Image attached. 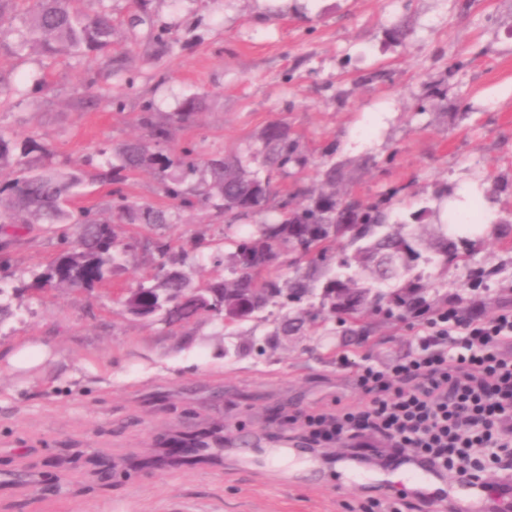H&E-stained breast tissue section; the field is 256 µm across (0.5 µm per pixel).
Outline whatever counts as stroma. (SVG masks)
Listing matches in <instances>:
<instances>
[{
  "mask_svg": "<svg viewBox=\"0 0 512 512\" xmlns=\"http://www.w3.org/2000/svg\"><path fill=\"white\" fill-rule=\"evenodd\" d=\"M147 2L173 47L132 33L133 0H112L108 72L89 58L20 59L1 47L0 78L23 93L0 104V126L41 138L62 164L141 136L145 103L173 112L199 97L202 109L175 143L243 154L266 124L286 122L312 162L342 163L339 190L372 198L399 188V218L476 185L492 229L469 265L436 275L434 286L487 318L512 306V252L497 242L499 225L512 223V0ZM403 24L401 41L394 30ZM90 81L104 101L80 105L74 92ZM113 96L122 110L107 106ZM223 231L196 211L144 236L200 254V238ZM61 249L32 224L8 254L29 283ZM154 257L137 249L92 290L14 299L15 315L0 327V512H360L404 490L397 472L387 486L348 479L339 467L352 454L347 443L292 448L279 462L267 441L295 415L365 403L358 369L411 354L423 318H369L344 364L322 356L336 336L309 325L262 349L254 338L273 321L231 337L207 317L151 325L132 319L113 288L135 287ZM29 342L52 355L15 371L5 357ZM229 430L250 441L249 462L233 446L185 458V439Z\"/></svg>",
  "mask_w": 512,
  "mask_h": 512,
  "instance_id": "35a3bbf8",
  "label": "stroma"
}]
</instances>
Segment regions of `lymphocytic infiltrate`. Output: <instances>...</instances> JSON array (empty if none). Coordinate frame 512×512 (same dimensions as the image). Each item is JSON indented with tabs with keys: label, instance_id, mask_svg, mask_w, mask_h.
<instances>
[{
	"label": "lymphocytic infiltrate",
	"instance_id": "1",
	"mask_svg": "<svg viewBox=\"0 0 512 512\" xmlns=\"http://www.w3.org/2000/svg\"><path fill=\"white\" fill-rule=\"evenodd\" d=\"M357 383L369 395L356 412L311 415L313 439L392 441L397 460H417L459 481L485 472L512 479V308L495 317L445 309L420 330L413 355L382 369L363 365Z\"/></svg>",
	"mask_w": 512,
	"mask_h": 512
}]
</instances>
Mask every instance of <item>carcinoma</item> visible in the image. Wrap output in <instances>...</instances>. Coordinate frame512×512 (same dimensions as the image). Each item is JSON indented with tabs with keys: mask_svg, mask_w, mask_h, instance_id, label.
<instances>
[{
	"mask_svg": "<svg viewBox=\"0 0 512 512\" xmlns=\"http://www.w3.org/2000/svg\"><path fill=\"white\" fill-rule=\"evenodd\" d=\"M15 2L0 0V46L10 40L18 56L30 50L94 54L102 69L112 70L106 53L113 31L107 0H86L83 9L75 7V0H36L28 17L13 14ZM130 25L148 26L150 38L161 48L173 40L167 28L154 25L144 13L134 15ZM199 107L188 99L161 117L147 103L138 116L145 139L112 148V160L99 173L101 182L112 186V215L120 221L152 229L178 223L183 212L205 210L224 217V238L207 244L214 276L203 285H193L189 276L198 255L169 241L154 243V272L137 286V305L147 307L145 321L171 327L204 315L229 327L253 321L274 306L282 318L272 335L298 332L307 321L316 326L334 321L346 348L363 338L372 316L404 321L432 308L426 269L446 271L451 264L469 261V238L455 225H433L426 244L415 233L413 224L429 208L411 213L408 221L392 220L399 190L369 201L336 191L339 166L330 160L315 166L311 186L288 190V177L309 179L311 161L282 122L269 123L260 134V147L247 157L203 158L193 144L170 147L174 130L190 123ZM52 154L48 144L30 136L20 139L0 127V172L18 168V174L0 183V233L7 238L12 226L43 224L47 233L68 244L27 289H92L120 269L139 242L119 237L114 224L90 209H70V190L81 181V163L68 169L37 164ZM257 159L259 167L250 168ZM203 167L210 181L194 182ZM145 170L162 177L169 205L130 200L125 183ZM341 239L354 246L352 252L338 251ZM279 262L293 275L274 274ZM366 270L373 276L367 287L358 280ZM18 292L16 286L9 290L0 285V327L13 317L12 299ZM316 298L320 309L313 312L310 305Z\"/></svg>",
	"mask_w": 512,
	"mask_h": 512,
	"instance_id": "carcinoma-1",
	"label": "carcinoma"
}]
</instances>
